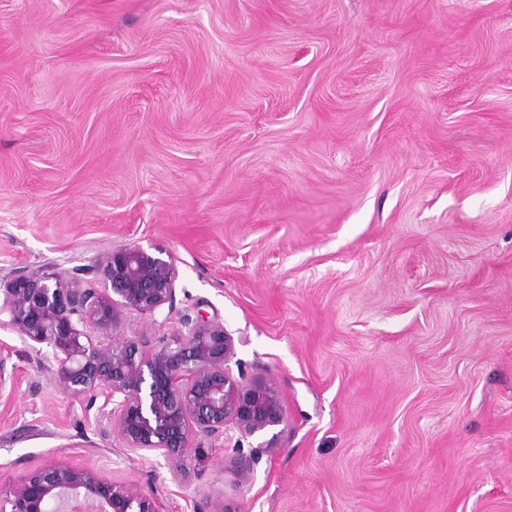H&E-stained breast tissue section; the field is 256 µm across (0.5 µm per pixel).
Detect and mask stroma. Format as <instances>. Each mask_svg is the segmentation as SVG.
Masks as SVG:
<instances>
[{
    "label": "stroma",
    "mask_w": 512,
    "mask_h": 512,
    "mask_svg": "<svg viewBox=\"0 0 512 512\" xmlns=\"http://www.w3.org/2000/svg\"><path fill=\"white\" fill-rule=\"evenodd\" d=\"M129 243L274 452L126 451L1 329V492L62 459L168 512H512V0H0V275Z\"/></svg>",
    "instance_id": "obj_1"
}]
</instances>
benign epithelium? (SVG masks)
<instances>
[{"label": "benign epithelium", "instance_id": "7a95c632", "mask_svg": "<svg viewBox=\"0 0 512 512\" xmlns=\"http://www.w3.org/2000/svg\"><path fill=\"white\" fill-rule=\"evenodd\" d=\"M103 283L84 287L80 273L37 270L0 277V328L35 352L40 370L87 406L102 400L105 432L132 453L167 462L189 451L203 461L238 434L228 463L254 472L260 453L242 440L284 423L280 402L263 383L233 374L234 340L217 318L183 316L171 342L151 349L145 334L114 332L129 312L154 316L173 308L178 270L137 243L122 245L83 270ZM0 512H166L152 490L117 484L95 467L50 460L0 496Z\"/></svg>", "mask_w": 512, "mask_h": 512}]
</instances>
